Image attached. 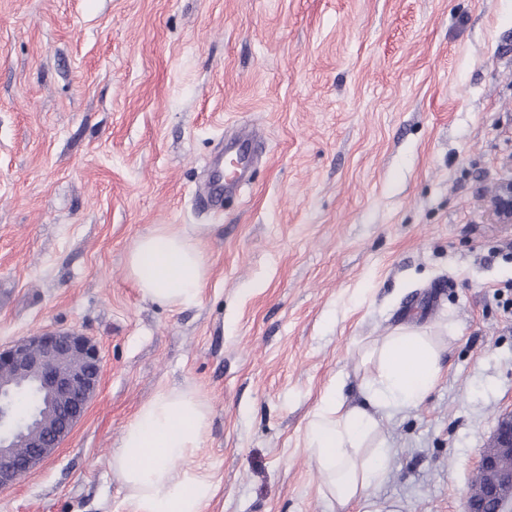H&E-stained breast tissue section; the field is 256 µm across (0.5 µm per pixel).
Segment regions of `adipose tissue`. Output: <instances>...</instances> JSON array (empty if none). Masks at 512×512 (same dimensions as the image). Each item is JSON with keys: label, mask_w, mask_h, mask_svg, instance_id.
Instances as JSON below:
<instances>
[{"label": "adipose tissue", "mask_w": 512, "mask_h": 512, "mask_svg": "<svg viewBox=\"0 0 512 512\" xmlns=\"http://www.w3.org/2000/svg\"><path fill=\"white\" fill-rule=\"evenodd\" d=\"M127 267L143 299L171 307L196 304L208 275L200 239L169 225L141 235ZM366 357L379 364L370 384L372 410L344 407L334 384L306 427L323 489L340 512L386 472L385 451L371 444L380 429L375 408L418 403L441 372L440 348L417 328L394 331ZM208 427V408L190 390L160 392L138 409L112 450V471L127 490L128 512H206L219 485L194 464L193 455Z\"/></svg>", "instance_id": "adipose-tissue-1"}]
</instances>
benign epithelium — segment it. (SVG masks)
<instances>
[{"mask_svg": "<svg viewBox=\"0 0 512 512\" xmlns=\"http://www.w3.org/2000/svg\"><path fill=\"white\" fill-rule=\"evenodd\" d=\"M499 224H512V182L490 201ZM94 341L77 331H48L0 350V490L49 460L85 415L101 379ZM36 389L40 407L24 424L11 400ZM464 512H512V412L503 415L480 457L464 499Z\"/></svg>", "mask_w": 512, "mask_h": 512, "instance_id": "7a95c632", "label": "benign epithelium"}]
</instances>
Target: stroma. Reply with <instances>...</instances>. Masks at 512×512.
Returning a JSON list of instances; mask_svg holds the SVG:
<instances>
[{"label":"stroma","mask_w":512,"mask_h":512,"mask_svg":"<svg viewBox=\"0 0 512 512\" xmlns=\"http://www.w3.org/2000/svg\"><path fill=\"white\" fill-rule=\"evenodd\" d=\"M259 135L233 200L200 190ZM512 0H0V347L44 330L100 348L55 455L0 512H127L112 449L163 390L210 425L207 512H339L304 434L334 380L367 404L365 349L427 330L442 374L380 419L384 478L352 512H461L512 410ZM201 240L198 304L144 300L126 257ZM490 212L498 224H512V182L503 184L490 201Z\"/></svg>","instance_id":"1"}]
</instances>
